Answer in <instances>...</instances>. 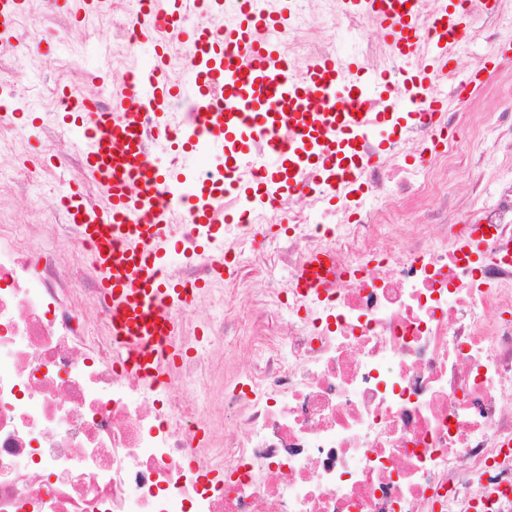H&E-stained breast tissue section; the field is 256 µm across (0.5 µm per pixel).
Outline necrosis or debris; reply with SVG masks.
Here are the masks:
<instances>
[{"instance_id":"necrosis-or-debris-1","label":"necrosis or debris","mask_w":512,"mask_h":512,"mask_svg":"<svg viewBox=\"0 0 512 512\" xmlns=\"http://www.w3.org/2000/svg\"><path fill=\"white\" fill-rule=\"evenodd\" d=\"M317 3L397 83L374 101L395 132L357 144L356 184L304 170L302 194L225 195L223 277L176 206L165 273L206 289L174 312L188 356L160 383L125 365L78 225L0 224V512H512V179L450 192L512 153V78L490 112L447 86L454 134L432 146L436 88H410L346 0H297L279 36L294 68L336 54L307 25ZM459 7L502 41L500 12ZM315 255L323 296L297 286Z\"/></svg>"}]
</instances>
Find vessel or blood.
I'll use <instances>...</instances> for the list:
<instances>
[{"instance_id":"vessel-or-blood-1","label":"vessel or blood","mask_w":512,"mask_h":512,"mask_svg":"<svg viewBox=\"0 0 512 512\" xmlns=\"http://www.w3.org/2000/svg\"><path fill=\"white\" fill-rule=\"evenodd\" d=\"M219 0H149L145 34L182 29L185 16L199 11L208 24L186 33L192 47L189 74L194 81V108L188 131H180L167 107L175 88L163 57L137 72L119 90L120 102L136 98L156 116L155 135L164 148L199 153L201 147L223 143L225 157L236 156L244 138L258 135L269 143L277 160L268 171L265 194L277 196L295 189V171L308 166L325 171L342 163L347 147L359 138L372 119L363 105L350 104L354 90L372 78L353 57L311 62L303 76H295L270 33L284 26L283 11L266 12L255 0H240L232 24H222L213 12ZM442 22L431 40L437 62L413 70L409 79L427 89L447 72L449 34L463 35L467 23L457 0H442ZM376 23L401 54L418 50L421 33L416 10L399 0H377ZM64 120L79 123V149L84 166L79 177L60 195L72 218L80 219L101 287L110 299L115 318L112 334L121 340L126 359L147 382H159L164 365L176 361L173 345L179 325L159 313L188 302L198 286L164 279L163 259L172 249L169 236L171 207L191 197L196 223L205 228L223 223L215 210L224 191L212 180L191 185L179 168H158L144 152L138 129L118 106L100 111L80 95L72 96ZM91 180L106 192L104 205L92 206L81 189Z\"/></svg>"}]
</instances>
